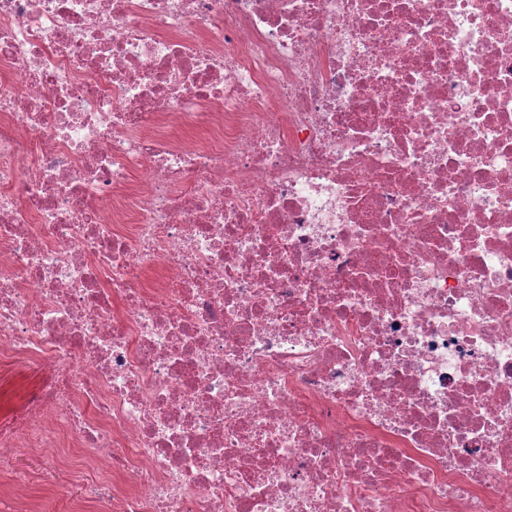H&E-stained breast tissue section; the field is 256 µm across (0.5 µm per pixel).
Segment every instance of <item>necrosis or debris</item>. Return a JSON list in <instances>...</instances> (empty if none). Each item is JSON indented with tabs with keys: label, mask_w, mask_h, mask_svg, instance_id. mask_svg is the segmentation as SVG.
Here are the masks:
<instances>
[{
	"label": "necrosis or debris",
	"mask_w": 512,
	"mask_h": 512,
	"mask_svg": "<svg viewBox=\"0 0 512 512\" xmlns=\"http://www.w3.org/2000/svg\"><path fill=\"white\" fill-rule=\"evenodd\" d=\"M0 512H503L512 0H0ZM39 375L25 368L0 373V420L11 411L18 410L41 386ZM69 470V468H65L52 475L45 477L39 476V478L36 479L34 489L30 493L31 496H37L46 491L64 493L68 488L69 479H72Z\"/></svg>",
	"instance_id": "obj_1"
}]
</instances>
